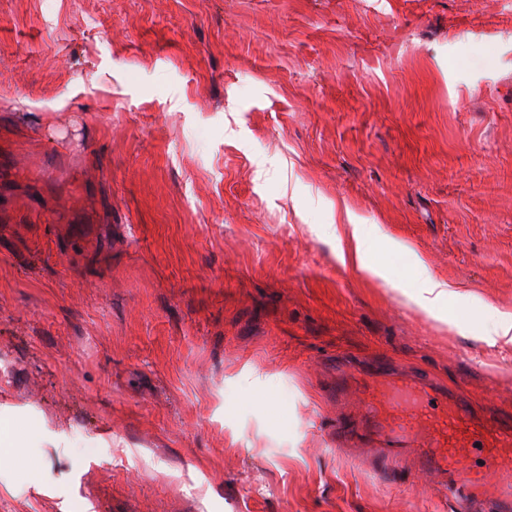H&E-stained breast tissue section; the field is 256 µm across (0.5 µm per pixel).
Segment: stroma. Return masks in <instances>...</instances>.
Segmentation results:
<instances>
[{
    "label": "stroma",
    "mask_w": 512,
    "mask_h": 512,
    "mask_svg": "<svg viewBox=\"0 0 512 512\" xmlns=\"http://www.w3.org/2000/svg\"><path fill=\"white\" fill-rule=\"evenodd\" d=\"M340 204L448 325L341 264ZM499 315L512 0H0V512H455L337 442L333 364L512 415Z\"/></svg>",
    "instance_id": "1"
}]
</instances>
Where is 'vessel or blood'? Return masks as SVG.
<instances>
[{"mask_svg": "<svg viewBox=\"0 0 512 512\" xmlns=\"http://www.w3.org/2000/svg\"><path fill=\"white\" fill-rule=\"evenodd\" d=\"M357 424L337 425L340 436L359 434L391 454H410L424 472L444 475L456 512H512V420L471 429L466 404L432 383L378 368L364 379ZM480 448L493 481L472 476L460 458Z\"/></svg>", "mask_w": 512, "mask_h": 512, "instance_id": "1", "label": "vessel or blood"}]
</instances>
